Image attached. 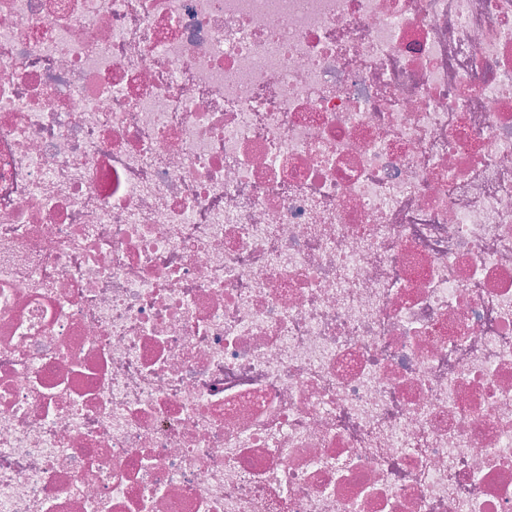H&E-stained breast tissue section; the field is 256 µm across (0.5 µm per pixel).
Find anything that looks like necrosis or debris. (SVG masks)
<instances>
[{"mask_svg": "<svg viewBox=\"0 0 512 512\" xmlns=\"http://www.w3.org/2000/svg\"><path fill=\"white\" fill-rule=\"evenodd\" d=\"M0 512H512V0H0Z\"/></svg>", "mask_w": 512, "mask_h": 512, "instance_id": "1", "label": "necrosis or debris"}]
</instances>
